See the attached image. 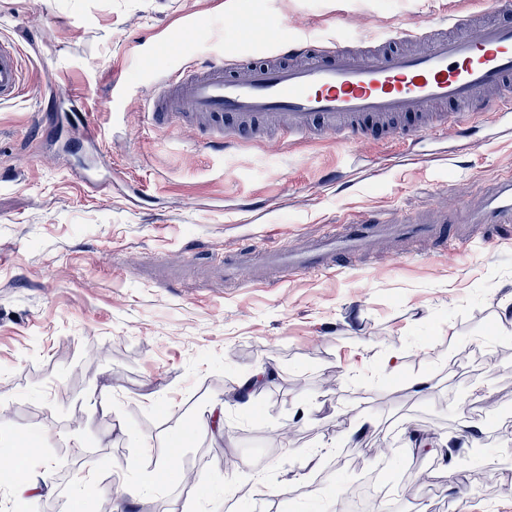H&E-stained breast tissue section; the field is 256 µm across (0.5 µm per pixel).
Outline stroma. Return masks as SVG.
<instances>
[{
    "label": "stroma",
    "instance_id": "35a3bbf8",
    "mask_svg": "<svg viewBox=\"0 0 512 512\" xmlns=\"http://www.w3.org/2000/svg\"><path fill=\"white\" fill-rule=\"evenodd\" d=\"M478 0H0L25 88L0 104V460L20 439L47 470L39 512L78 505L164 464L194 480L143 493L128 512H339L322 491L374 482L370 512H512V226L384 239L321 275H224V257L297 248L350 212L383 224L464 223L512 140L479 124L424 163L349 183L335 145L270 138L221 148L146 112L162 75L235 41L225 18L264 16L301 38L367 42ZM92 113L100 143L51 112ZM125 112L127 125L113 124ZM118 168L90 191L72 175ZM247 402L236 392L256 373ZM429 386L416 396L417 377ZM223 427H203L210 407ZM290 423L282 438L278 427ZM476 433H468V426ZM356 435H349V428ZM457 442L460 482L441 450ZM392 449L387 462L374 450Z\"/></svg>",
    "mask_w": 512,
    "mask_h": 512
}]
</instances>
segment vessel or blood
Listing matches in <instances>:
<instances>
[{
	"label": "vessel or blood",
	"mask_w": 512,
	"mask_h": 512,
	"mask_svg": "<svg viewBox=\"0 0 512 512\" xmlns=\"http://www.w3.org/2000/svg\"><path fill=\"white\" fill-rule=\"evenodd\" d=\"M512 0H481L478 14L448 19L438 36L431 21H415L369 45L342 41H289L285 21L269 18L242 39L226 44L224 55L162 79L149 99L159 123L188 125L204 144L223 146L273 132L300 142L325 138L348 154L378 140L397 145L393 161H418L408 145L441 140L463 125L480 122L472 107L481 93L489 104L499 137L512 136V23L501 14ZM269 44L266 59L248 57L247 41ZM15 47L0 43V102L20 89ZM416 117L410 127L397 118ZM512 223V170L500 174L471 222L472 228ZM432 224H376L352 215L340 235L292 251L274 252L275 271L319 274L334 257L354 256L383 236L430 237Z\"/></svg>",
	"instance_id": "1"
}]
</instances>
